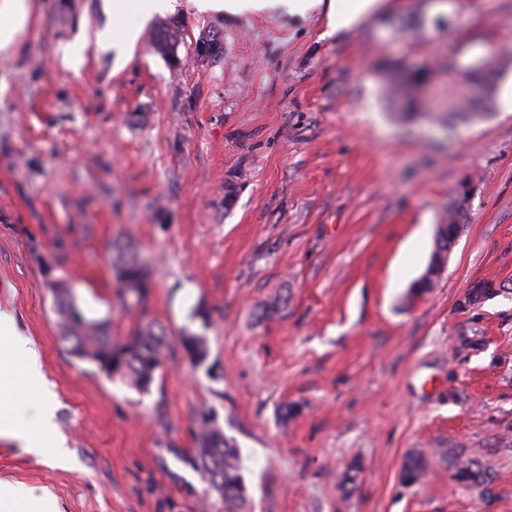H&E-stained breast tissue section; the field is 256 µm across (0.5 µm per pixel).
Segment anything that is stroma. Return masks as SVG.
I'll return each mask as SVG.
<instances>
[{
    "label": "stroma",
    "mask_w": 512,
    "mask_h": 512,
    "mask_svg": "<svg viewBox=\"0 0 512 512\" xmlns=\"http://www.w3.org/2000/svg\"><path fill=\"white\" fill-rule=\"evenodd\" d=\"M447 2L446 27L407 0L325 39L319 8L199 15L179 0L174 68L153 45L164 15L131 52L91 47L74 67L69 46L110 22L101 0H29L0 52V312L38 352L67 453L1 440L0 483L60 512H218L186 461L205 413L240 450L248 512H512V449L497 447L512 440V294L458 307L474 282L512 280V112L497 97L463 121L408 120L382 94L386 61L426 69L441 96L448 58L512 47V0ZM213 29L223 55L198 56ZM467 178L448 269L410 296ZM116 242L149 270L141 304L120 293ZM54 279L113 341L166 329L150 391L63 349ZM186 331L206 336L204 363L178 345ZM463 332L479 347L458 350ZM459 448L495 471L492 502L440 462ZM416 451L430 470L407 485Z\"/></svg>",
    "instance_id": "obj_1"
}]
</instances>
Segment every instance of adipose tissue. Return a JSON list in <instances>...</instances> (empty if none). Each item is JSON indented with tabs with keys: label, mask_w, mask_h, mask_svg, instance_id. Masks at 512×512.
<instances>
[{
	"label": "adipose tissue",
	"mask_w": 512,
	"mask_h": 512,
	"mask_svg": "<svg viewBox=\"0 0 512 512\" xmlns=\"http://www.w3.org/2000/svg\"><path fill=\"white\" fill-rule=\"evenodd\" d=\"M177 0H102V8L121 19L135 15L137 22L123 32L108 28L98 32L100 48L119 47L126 50L135 45L139 20L157 13L174 10ZM201 14L278 12L291 17L305 16L312 9L324 7L327 26L324 37L334 38L382 8L384 0H190ZM37 398L36 413L31 423L19 421L15 403L19 396ZM47 396V381L41 371L31 340L18 330L13 316L0 312V439L15 442L19 447L55 456L64 442L55 438L53 412Z\"/></svg>",
	"instance_id": "obj_1"
}]
</instances>
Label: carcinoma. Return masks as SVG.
I'll return each instance as SVG.
<instances>
[{
    "instance_id": "obj_1",
    "label": "carcinoma",
    "mask_w": 512,
    "mask_h": 512,
    "mask_svg": "<svg viewBox=\"0 0 512 512\" xmlns=\"http://www.w3.org/2000/svg\"><path fill=\"white\" fill-rule=\"evenodd\" d=\"M182 30L180 21L171 19L161 24L154 33V45L158 53L165 54L167 46L177 40ZM208 56L216 58L224 52V39L217 31H209L200 38ZM508 65L507 60L495 52L491 57L462 70L446 64L450 85L448 100L440 102L425 96L428 84L427 71L413 65L395 61L392 75L387 80L384 97L405 113H427L445 110L462 114L467 110L480 111L488 107L493 98L499 70ZM467 194L458 193L436 225L430 260L441 251L454 247L459 224L466 215ZM113 268L124 290L129 291L147 281V271L134 253L120 244L113 246ZM55 312L58 316L60 339L73 357L94 363L110 378H118L129 386L147 392L156 380L170 352L165 330L152 322L142 324L136 333L122 342L112 341L110 324L106 320L87 319L80 312L72 289L66 281L52 284ZM512 288L506 283L477 281L463 295L458 307L465 310ZM184 352L195 364L205 362L209 348L207 339L185 332L179 337ZM439 460L448 467L457 483L477 488L485 499L494 497V473L477 457L465 451L448 453L437 451ZM188 462L198 470L208 484L209 494L216 496L224 512H244L248 496L239 449L224 438V433L207 416L200 419L195 434V444ZM429 462L421 454H411L404 460L401 477L407 484L418 482L426 473Z\"/></svg>"
}]
</instances>
